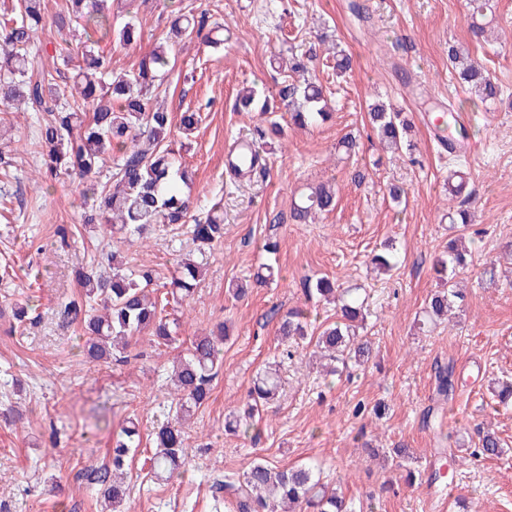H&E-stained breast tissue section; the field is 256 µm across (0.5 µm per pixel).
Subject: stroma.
I'll use <instances>...</instances> for the list:
<instances>
[{
  "label": "stroma",
  "instance_id": "1",
  "mask_svg": "<svg viewBox=\"0 0 512 512\" xmlns=\"http://www.w3.org/2000/svg\"><path fill=\"white\" fill-rule=\"evenodd\" d=\"M496 37L472 41L469 0H182L184 10L206 12L216 43L183 40L158 80L157 99L169 112L199 110L202 122L180 151L192 176L194 216L220 204L224 239L205 252V271L194 293L177 307L182 326L175 344L140 335L125 363L91 362L80 351L82 329L60 317L57 300L78 297L76 269L101 251L119 247L124 263L154 269L156 286L170 282L180 257L195 253L184 230L152 231L116 243L104 225L83 224L79 190L66 176L46 174L37 145L36 114L19 105L0 111L7 131L0 153L11 175L0 189L12 196L0 209V512H102L95 488L80 478L88 465L110 462L123 419L138 423L141 446L127 459L129 494L122 512H225L218 483L241 476L264 461L280 468L321 466L323 479L355 512H512V406L499 405V384L512 381V284L491 286L481 276L487 259L512 262V0H485ZM168 0H114L113 27L136 19L141 38L120 49L100 39L115 70H134L140 58L167 37ZM71 35L36 34L28 45L40 70L63 62L81 65L70 53ZM465 46L501 87L504 101L482 105L463 87L448 60L449 46ZM341 46L353 69L337 77L327 55ZM312 57L329 103V117L300 129L289 127L274 146H260L261 172L239 179L227 172L224 151L238 137L255 139L265 126L259 112L235 108L240 89H262L270 99L288 84L279 62ZM451 101L478 150L442 159L430 130L429 106L420 97ZM382 101L405 112L417 145L410 156L382 150L367 111ZM357 137L352 156L338 152L346 134ZM469 175L468 232L479 248L459 271L466 298L461 311L434 330L421 328L424 301L437 288L436 258L449 237L448 174ZM362 181H354V172ZM331 181L335 211L312 224L291 218L294 198ZM404 189L394 202L391 187ZM74 226L71 247L54 243L57 225ZM278 243L280 274L243 298L230 283L251 282L267 256L266 239ZM399 249L402 263L387 276L369 270L384 245ZM41 271L39 278L29 268ZM313 276L360 285L369 295L366 334L373 356L351 376L324 381L309 361L311 344L300 342L293 359L280 355L279 320L301 309L317 323L336 322L334 306L307 298L303 282ZM25 308L32 324L15 323ZM225 324L229 338L212 395L187 430L188 462L173 481L147 477L154 432L170 406L171 366L193 336ZM452 363L457 385L439 401L432 366ZM276 365L284 392L254 421L247 434H229L225 420L243 406L261 368ZM383 406L375 415L374 406ZM432 426L421 423L430 406ZM492 430L505 450L497 458L476 456L479 428ZM410 448L406 467L383 457ZM451 455L454 491L438 510L425 465L440 467Z\"/></svg>",
  "mask_w": 512,
  "mask_h": 512
}]
</instances>
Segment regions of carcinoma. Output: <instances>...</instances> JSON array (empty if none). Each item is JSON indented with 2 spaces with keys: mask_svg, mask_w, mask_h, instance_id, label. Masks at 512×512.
<instances>
[{
  "mask_svg": "<svg viewBox=\"0 0 512 512\" xmlns=\"http://www.w3.org/2000/svg\"><path fill=\"white\" fill-rule=\"evenodd\" d=\"M67 12L48 13L45 0H19L18 14L13 22L0 28V106L24 103L45 116L38 119V141L42 148L43 165L50 175L65 174L80 179L84 185L80 207L85 224H120L124 241L131 243L150 230L164 231L172 225L187 226L197 245L215 246L223 241V219L210 216L205 221L188 223L192 203L190 196L181 193L180 184H189L188 171L178 165L171 148L173 129L185 136L193 133L201 119L200 112L188 109L180 113L179 121L158 107L152 99V89L160 71L167 65V48L143 57L133 71L112 69V57L94 50L93 35L115 34L121 47L137 41L139 30L127 22L112 31L107 0H68ZM53 24L58 31L83 29L82 56L86 66L72 77L61 70L56 73L33 70L26 46L39 30ZM205 15L195 17L178 10L171 21L175 37H196L209 41L204 32ZM448 60L483 103L500 100L501 87L487 77L469 56L454 48L448 49ZM312 60L298 56L288 59V71L307 75L283 90V100L294 126L307 127L327 117L326 98L316 77L310 74ZM73 82L81 100L92 107L89 122L81 119L78 108L61 102L68 82ZM243 112H266L267 103L260 100L258 91L246 87L237 95ZM368 118L380 142L390 149L412 154L414 143L408 139L411 123L403 112L378 102L369 105ZM117 154H112V151ZM112 156V172L106 182L99 180L105 156ZM336 207V193L328 185H320L302 196L293 205L292 219L306 224L319 214ZM118 250L106 254L108 269L101 271L78 269L81 306L65 303V308L81 317L86 339L83 353L91 361L112 359L126 363L131 339L145 332L161 344L177 341L179 320L165 314L170 304L191 297L200 276V264L182 259L177 264V276L171 289L154 294L153 271L148 268L129 270L117 260ZM370 263L382 271H390L401 263L394 249L372 256ZM465 257L456 242L448 243V253L434 264L436 278L442 289L432 294L426 303L428 320L434 322L447 315L463 293L457 289V271L464 266ZM339 285L328 277L305 283L307 296L327 300L337 296L338 320L324 326L316 337V346L329 358L343 365L361 367L372 356V344L359 335L357 322L364 321V300L357 289L338 291ZM311 323L301 310L289 311L281 318L279 334L290 342L308 335ZM226 337L203 335L192 338L190 347L173 366L172 400L176 405L173 418L162 423L156 432V447L150 461V474L157 480L174 477L183 467L188 455L184 425L193 410L210 397V385L222 365V344ZM434 378L437 394L449 397L455 391V370L451 364H435ZM280 379L277 369L269 366L256 378L249 392L243 413L225 422L224 430L237 433L249 429L258 406L277 398ZM124 439L113 449L112 466L91 465L87 471L99 486V494L112 508L120 506L129 487L123 469L130 449L140 445V434L134 420L122 427ZM480 454L499 457L503 454L500 439L493 433L479 435ZM235 495V512H348L338 493L329 491L311 468L278 469L265 462L254 463L239 485L227 484Z\"/></svg>",
  "mask_w": 512,
  "mask_h": 512,
  "instance_id": "obj_1",
  "label": "carcinoma"
}]
</instances>
